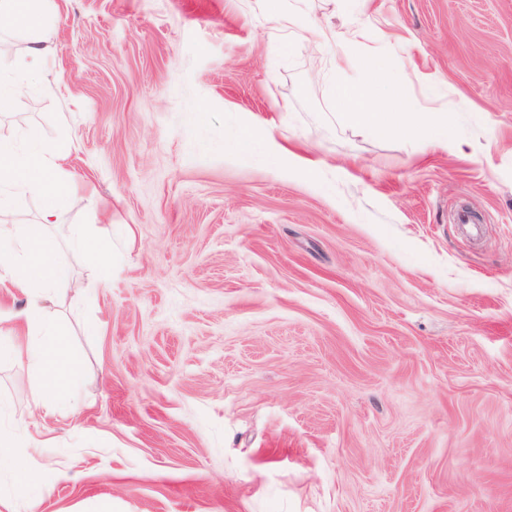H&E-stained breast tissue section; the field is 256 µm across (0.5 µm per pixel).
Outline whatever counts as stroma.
I'll return each instance as SVG.
<instances>
[{"label":"stroma","mask_w":512,"mask_h":512,"mask_svg":"<svg viewBox=\"0 0 512 512\" xmlns=\"http://www.w3.org/2000/svg\"><path fill=\"white\" fill-rule=\"evenodd\" d=\"M274 4L52 0L49 75L0 138L71 144L51 234L78 288L47 312L77 380L39 407L0 360V438L35 476L0 473V512H512V0L299 4L458 151L353 129L332 52ZM266 20L274 28L289 30L296 39L322 50L334 49L349 39L348 31L336 30L328 25H307L296 11L290 7L287 9L286 5L269 14ZM97 241L98 238L91 228L79 226L72 231L70 246L75 251L90 256L96 264L108 267L112 262L111 253L98 246Z\"/></svg>","instance_id":"35a3bbf8"}]
</instances>
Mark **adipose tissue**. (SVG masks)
I'll list each match as a JSON object with an SVG mask.
<instances>
[{
	"instance_id": "1",
	"label": "adipose tissue",
	"mask_w": 512,
	"mask_h": 512,
	"mask_svg": "<svg viewBox=\"0 0 512 512\" xmlns=\"http://www.w3.org/2000/svg\"><path fill=\"white\" fill-rule=\"evenodd\" d=\"M48 2L0 0V24L23 27L33 33L18 71L0 74V112L12 111L26 85L45 76L50 42ZM267 21L323 50L334 49L348 39L347 32L328 25L306 24L296 11L287 8L269 14ZM351 66L360 72L343 89L344 106L352 125L378 139L397 133L414 136L424 131L432 145L455 148L447 124L437 121L428 128L421 123L417 101L402 100L399 111H389L387 100L393 97L398 81L385 57L371 56L355 64L350 57L337 56V72H345ZM68 153V143L46 144L35 127L26 130L23 143L0 139V279L10 280L26 297L20 311L0 310V321L19 320L28 335L23 343H0V358L25 362L47 375L46 386L37 398L43 407L65 403L72 395L69 372L73 360L69 347L58 325L46 315L47 301L73 286L70 271L55 260L48 239L50 226L70 205L76 191L73 175L63 166ZM30 195L44 201L40 222H9L4 209Z\"/></svg>"
}]
</instances>
